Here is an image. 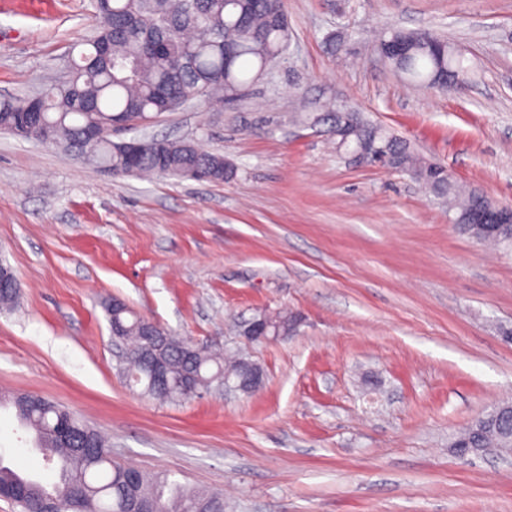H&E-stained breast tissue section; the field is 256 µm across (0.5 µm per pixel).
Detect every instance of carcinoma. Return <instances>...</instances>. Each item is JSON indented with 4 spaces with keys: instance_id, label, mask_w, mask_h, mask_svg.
I'll use <instances>...</instances> for the list:
<instances>
[{
    "instance_id": "1",
    "label": "carcinoma",
    "mask_w": 512,
    "mask_h": 512,
    "mask_svg": "<svg viewBox=\"0 0 512 512\" xmlns=\"http://www.w3.org/2000/svg\"><path fill=\"white\" fill-rule=\"evenodd\" d=\"M98 25L83 41L85 49L71 60L66 83L50 84L32 97L0 98V131L23 139L43 137L82 159L87 157L114 176L155 174L179 176L197 169L208 182H219L230 169L224 157L193 143L157 138L146 144L136 164L112 141L114 123L134 128L164 112H173L184 102L209 95L228 103L241 96L246 86L267 71L288 46V22L284 0H97ZM392 40L401 52L386 58L395 71L410 81L428 87L445 78L469 80L473 66L465 54L442 35L426 30L391 28L377 49ZM304 120L328 126L336 137V149L357 155L359 165L388 164L410 174L439 199L448 201L453 222L464 234L484 239L481 225L469 224L465 212L477 195L463 191L447 170L417 155L410 144L387 128L367 120L358 112L338 110L308 113ZM109 323L138 351L141 339L139 317L125 306L107 307ZM282 333L294 329L298 317L286 311L266 314ZM187 341L166 336L157 354L169 363L172 386L157 393L143 369L126 366L133 384L148 397L180 402L193 396L181 377L187 367L196 376L195 390L208 389L224 373H234L236 363L196 349L187 361ZM0 407L15 410L19 422L34 433L37 447L48 461L58 464V481L47 487L29 480L0 463V485L18 486L25 505L38 501H65L66 494L81 487L72 505L74 512H128L130 503L145 504L151 512H190L214 509L224 512V501L211 494L187 488L169 475L136 472L127 495L116 487L127 467L100 455L94 448H81L83 441H101L75 414L44 400L32 407L23 395L0 396ZM458 440L483 453L486 448H512V411L505 409L489 421H476Z\"/></svg>"
}]
</instances>
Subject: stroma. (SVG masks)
<instances>
[{
  "label": "stroma",
  "instance_id": "35a3bbf8",
  "mask_svg": "<svg viewBox=\"0 0 512 512\" xmlns=\"http://www.w3.org/2000/svg\"><path fill=\"white\" fill-rule=\"evenodd\" d=\"M277 66L224 110L206 99L146 135L223 155L221 182L115 177L0 132V392L64 406L113 459L224 496L226 512H512V457L449 443L512 401V247L481 243L410 175L359 166L305 112L349 108L462 187L512 203V0H285ZM90 0H0V95L62 80L96 27ZM444 32L474 80L433 91L377 53L389 28ZM348 50L330 53V34ZM264 369L250 395L176 404L119 370L106 303ZM288 311L297 332L236 331ZM0 462L58 471L13 409ZM258 315H265L266 318L277 327L272 330V325L267 323L263 316L251 317L245 320L240 325L239 335L243 336L249 342H267L284 337L288 331L296 329L294 323L298 321V317L288 311H280L276 314L260 313Z\"/></svg>",
  "mask_w": 512,
  "mask_h": 512
}]
</instances>
